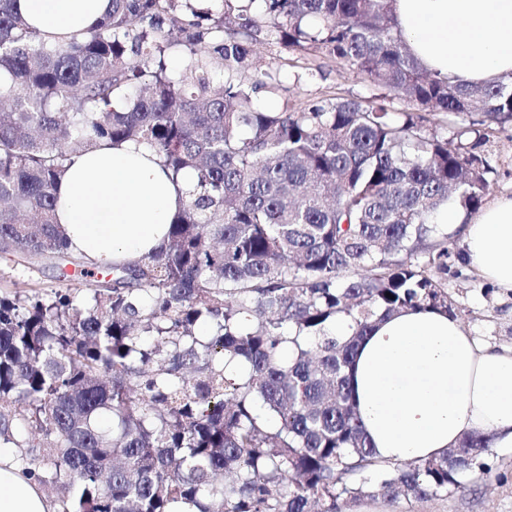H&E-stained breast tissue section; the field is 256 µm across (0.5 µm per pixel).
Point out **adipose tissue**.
<instances>
[{"label": "adipose tissue", "instance_id": "adipose-tissue-1", "mask_svg": "<svg viewBox=\"0 0 512 512\" xmlns=\"http://www.w3.org/2000/svg\"><path fill=\"white\" fill-rule=\"evenodd\" d=\"M40 37L96 25L111 0H17ZM398 27L421 67L465 85L512 78V0H394ZM196 174H172L149 147L101 143L73 155L56 219L74 254L125 263L166 239ZM464 255L512 291V196L464 223ZM357 412L377 456L402 463L444 455L479 431L512 447V350L479 347L457 319L407 309L378 321L350 371ZM0 512H58L26 469L0 450Z\"/></svg>", "mask_w": 512, "mask_h": 512}]
</instances>
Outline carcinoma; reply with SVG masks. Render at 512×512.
<instances>
[{
	"instance_id": "carcinoma-1",
	"label": "carcinoma",
	"mask_w": 512,
	"mask_h": 512,
	"mask_svg": "<svg viewBox=\"0 0 512 512\" xmlns=\"http://www.w3.org/2000/svg\"><path fill=\"white\" fill-rule=\"evenodd\" d=\"M15 2L0 0V257L79 282L0 291V447L35 455L21 462L60 488L62 512H340L488 471L479 432L439 458L378 459L349 371L376 321L456 316L438 281L453 233L434 216L481 205L477 147L512 119V82L425 70L394 0H112L87 35L54 42ZM271 35L415 111L343 97L268 110L258 93L282 90L284 64L252 56ZM419 111L459 119L451 138ZM102 141L196 173L165 245L104 274L55 217L66 161Z\"/></svg>"
}]
</instances>
